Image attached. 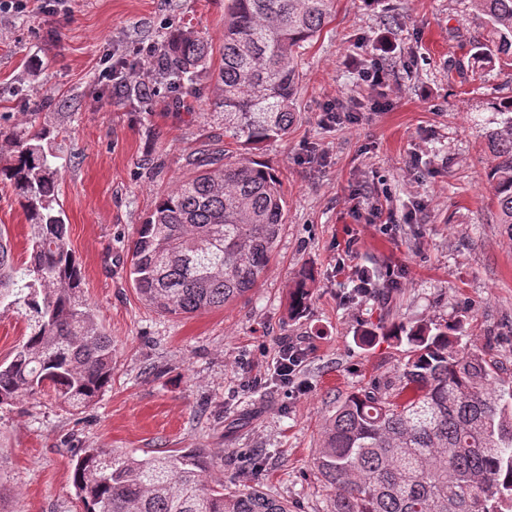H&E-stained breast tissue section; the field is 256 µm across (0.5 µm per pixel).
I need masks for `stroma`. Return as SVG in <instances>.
Returning a JSON list of instances; mask_svg holds the SVG:
<instances>
[{"label":"stroma","mask_w":512,"mask_h":512,"mask_svg":"<svg viewBox=\"0 0 512 512\" xmlns=\"http://www.w3.org/2000/svg\"><path fill=\"white\" fill-rule=\"evenodd\" d=\"M229 0H28L0 12V130L58 128L59 203L85 297L112 338V381L75 413L53 392L0 406V512H80L75 449L139 456L203 448L210 484L259 458L254 483L292 512H328L313 466L320 429L339 398L396 380L404 348L394 323L464 320L512 382V233L500 224L485 134L512 96L500 70L473 73L482 32L468 0H336L332 20L300 59L297 120L287 138L241 151L272 168L287 210L264 279L220 309L169 315L145 304L129 278L135 231L189 162L224 136L215 104ZM209 36L211 59L190 90L160 77L132 103L100 72L111 57L153 67L170 28ZM380 64L383 87L358 78ZM357 104L327 120V101ZM396 217L372 224V205ZM0 227L17 262L28 226L0 184ZM393 273L397 283L346 294L338 262ZM315 272L306 311L288 316V291ZM305 348L292 387L273 363L282 340Z\"/></svg>","instance_id":"1"}]
</instances>
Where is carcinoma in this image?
Here are the masks:
<instances>
[{
    "instance_id": "carcinoma-1",
    "label": "carcinoma",
    "mask_w": 512,
    "mask_h": 512,
    "mask_svg": "<svg viewBox=\"0 0 512 512\" xmlns=\"http://www.w3.org/2000/svg\"><path fill=\"white\" fill-rule=\"evenodd\" d=\"M483 19L473 45L484 70L512 68V0H470ZM335 0H229L218 102L224 137L243 146L284 139L297 118L300 50L329 23ZM204 36L176 28L157 55L172 88L208 64ZM487 132V180L498 223L512 232V96ZM47 127L0 132V184L30 226L31 260L14 261L0 228V301L31 314L30 333L0 363V404L45 388L76 413L112 379V339L83 294L84 279L57 209L61 172ZM160 197L136 230L130 276L142 301L170 315L220 308L255 288L277 246L286 199L275 172L218 148ZM311 270L289 292L296 318L311 298ZM463 321L397 325L406 342L396 382L347 395L325 419L314 466L331 491L329 512H512V384L498 382L485 353L462 343ZM201 448L145 457L82 448L72 484L82 512H290L288 502L240 481L208 485Z\"/></svg>"
}]
</instances>
